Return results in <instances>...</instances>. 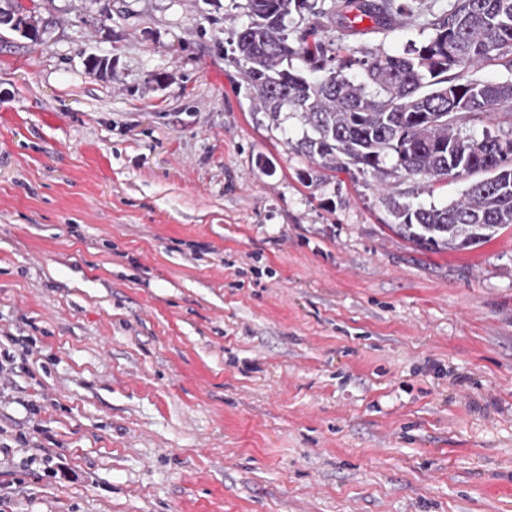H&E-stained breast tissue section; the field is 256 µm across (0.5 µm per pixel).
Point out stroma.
I'll use <instances>...</instances> for the list:
<instances>
[{
  "label": "stroma",
  "mask_w": 512,
  "mask_h": 512,
  "mask_svg": "<svg viewBox=\"0 0 512 512\" xmlns=\"http://www.w3.org/2000/svg\"><path fill=\"white\" fill-rule=\"evenodd\" d=\"M21 2L44 34L0 29V350L31 354L0 512H512V228L390 231L372 174L254 108L246 0ZM469 182L385 180L424 206Z\"/></svg>",
  "instance_id": "35a3bbf8"
}]
</instances>
